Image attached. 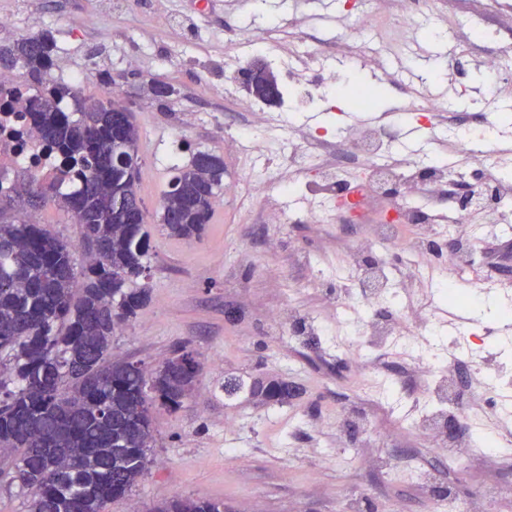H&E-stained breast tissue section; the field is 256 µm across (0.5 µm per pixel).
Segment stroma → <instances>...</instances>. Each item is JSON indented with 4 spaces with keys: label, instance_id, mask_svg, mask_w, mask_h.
<instances>
[{
    "label": "stroma",
    "instance_id": "35a3bbf8",
    "mask_svg": "<svg viewBox=\"0 0 512 512\" xmlns=\"http://www.w3.org/2000/svg\"><path fill=\"white\" fill-rule=\"evenodd\" d=\"M367 0H0V15L13 24L0 29L5 45L37 32L55 43L59 72L91 67L81 84L84 95L118 97L138 126L141 175L139 194L148 213L150 300L112 338V354L153 369L181 346L197 353L201 371L195 391L179 410H152L153 463L129 496L112 501L107 512H154L174 498H207L223 502L224 512H340L345 496H359V512H431L432 494L451 493L469 501L477 512H512V471L483 464L466 472H449L441 442H423L400 428L384 405L360 400L351 384L349 363L329 351L323 338L292 348L264 316L265 308L288 302V285L312 280L305 257H329L331 240L306 223L309 198L296 186L286 205L287 224L266 221L267 203L249 196L221 195L201 239L169 236L157 222L159 200L171 161L167 152L179 146L182 161L203 150L224 161L225 179L240 177L253 162L268 159L264 148L247 140L229 144L228 129L244 124L242 109L249 95L242 86L227 90L230 72L246 67L254 54L249 41L234 42L232 30L250 26L271 57L292 70L296 89L285 98L305 97L295 124L306 131L319 115L318 133H333L342 110L330 96L308 89L315 70L354 74L380 97L372 109L390 111L429 93L439 82L435 65L454 73L460 88L448 108L459 113L483 112V59L512 44V0L490 7L487 0H433L418 19L426 33L420 45L404 41L396 54L408 58L414 77L383 74L376 33L357 21ZM472 14L469 31L452 29L454 17ZM457 46L448 57L430 42L435 28ZM313 34L314 55L304 53L299 37ZM108 72L111 84L98 81ZM174 85L176 95L154 99V80ZM274 375L292 383L298 395L281 407L256 405L245 396L224 391L230 378ZM368 414L377 428L394 432L397 451L419 458L434 476L433 488L391 479L365 465L370 451L358 447L353 420ZM242 421L236 439L224 433V420ZM354 449V457L322 463L317 439ZM320 477H313V470Z\"/></svg>",
    "mask_w": 512,
    "mask_h": 512
}]
</instances>
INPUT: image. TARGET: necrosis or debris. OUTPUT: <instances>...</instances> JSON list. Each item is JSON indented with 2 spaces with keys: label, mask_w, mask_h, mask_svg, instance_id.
<instances>
[{
  "label": "necrosis or debris",
  "mask_w": 512,
  "mask_h": 512,
  "mask_svg": "<svg viewBox=\"0 0 512 512\" xmlns=\"http://www.w3.org/2000/svg\"><path fill=\"white\" fill-rule=\"evenodd\" d=\"M417 107L428 118L447 115L454 163L395 159L391 132L364 127L350 152H332V139L314 135L278 163L251 173L248 184L231 185L229 192L268 197L282 168L294 167L319 192L307 223L325 224L327 204L335 200L347 171H357L376 194L397 182L411 187L413 195L398 217L361 219L377 250L374 262L341 242L336 264L314 260L312 285L327 289L333 316L313 321L308 333L324 337L337 358L351 364L362 398L399 411L415 436L436 438L449 415H456L465 446L445 448L449 471L478 462L511 463L512 378L500 375L497 356L487 348L499 331L479 322L471 306L489 295L493 283L484 273L481 243L491 232L512 235V178L503 173V146L487 132L486 117L464 122L426 95ZM475 163L485 171L481 187L469 191L465 209L443 210L442 189L452 181L468 184ZM58 165L57 156L15 113L0 112V187L9 188L18 169L52 176ZM448 309L463 314L465 323L445 339L440 315ZM389 358L406 362L414 383L409 395H402L382 369Z\"/></svg>",
  "instance_id": "1"
}]
</instances>
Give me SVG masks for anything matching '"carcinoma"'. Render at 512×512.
<instances>
[{
    "instance_id": "obj_1",
    "label": "carcinoma",
    "mask_w": 512,
    "mask_h": 512,
    "mask_svg": "<svg viewBox=\"0 0 512 512\" xmlns=\"http://www.w3.org/2000/svg\"><path fill=\"white\" fill-rule=\"evenodd\" d=\"M48 40L42 32L0 45V70L25 68L39 81L38 94L21 102L23 116L78 183L63 193L61 179L28 172L0 189V202L22 207L44 187L60 209L82 214L88 262L77 263L74 246L28 216L0 222V451L9 452L0 478L25 491L28 512H103L149 470L152 407L181 408L197 376H185L177 356L150 370L112 356V336L149 300L150 234L128 223L144 211L139 131L115 99L86 97L67 82L45 86L55 48ZM255 63L249 91L262 99L275 75ZM170 172L159 221L172 237L198 239L224 186V163L198 151ZM247 386L262 405L295 396L280 377L255 376ZM155 512H224V503L174 499Z\"/></svg>"
}]
</instances>
